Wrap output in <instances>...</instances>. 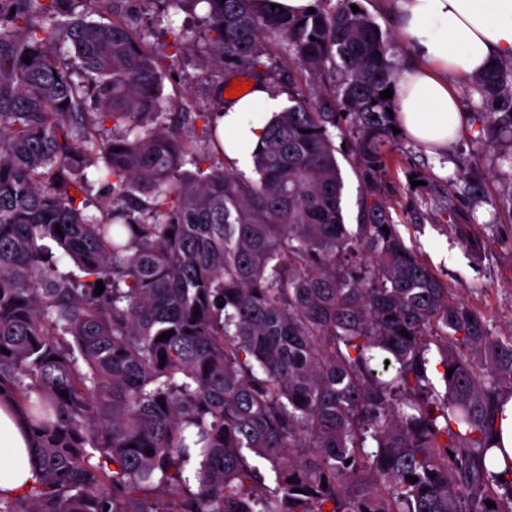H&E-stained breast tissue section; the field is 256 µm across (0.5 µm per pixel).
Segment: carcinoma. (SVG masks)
<instances>
[{"mask_svg": "<svg viewBox=\"0 0 512 512\" xmlns=\"http://www.w3.org/2000/svg\"><path fill=\"white\" fill-rule=\"evenodd\" d=\"M119 2L0 0V405L40 474L0 512H512L488 461L512 334L452 296L369 181L345 222L336 127L369 179L398 138L387 35L354 0L299 18L157 0L207 26L158 50L76 11ZM278 41L338 96L295 93L251 178L219 113L170 112L160 56L255 71ZM472 84L512 162V58ZM199 121L205 152L181 131Z\"/></svg>", "mask_w": 512, "mask_h": 512, "instance_id": "carcinoma-1", "label": "carcinoma"}]
</instances>
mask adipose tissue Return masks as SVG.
<instances>
[{
  "label": "adipose tissue",
  "instance_id": "obj_1",
  "mask_svg": "<svg viewBox=\"0 0 512 512\" xmlns=\"http://www.w3.org/2000/svg\"><path fill=\"white\" fill-rule=\"evenodd\" d=\"M401 35L416 63L397 74L395 89L402 132L429 150L444 151L464 131L466 115L452 88L512 58V0H399ZM279 98L264 81L227 100L218 120L227 160L246 163ZM33 450L24 426L0 408V490L15 496L36 480Z\"/></svg>",
  "mask_w": 512,
  "mask_h": 512
}]
</instances>
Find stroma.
<instances>
[{
	"label": "stroma",
	"instance_id": "obj_1",
	"mask_svg": "<svg viewBox=\"0 0 512 512\" xmlns=\"http://www.w3.org/2000/svg\"><path fill=\"white\" fill-rule=\"evenodd\" d=\"M388 37V57L395 69L413 61L411 47L399 35V0H356ZM122 16L139 30H150L152 43H160L166 28L204 29L197 17L160 14L154 0H124ZM264 72L288 106L294 90H301L311 105L332 98L334 84L322 83L297 70L284 45H275ZM222 71L198 66L192 59L172 65L164 80L163 95L173 111L186 105L216 111L210 88ZM455 89L466 114L467 130L446 151L431 154L425 147L399 136L386 161L385 171L374 181V190L389 206L407 245L416 247L424 262L450 288L456 298L477 308L499 335L512 333V211L504 206L512 185V162L503 151L488 146L482 97L459 81ZM336 157L345 182L343 205L348 223H357L364 188L362 170L351 146L353 129L344 125L336 132ZM472 175L483 187L480 194L465 192L459 174ZM467 227L459 236L454 225Z\"/></svg>",
	"mask_w": 512,
	"mask_h": 512
}]
</instances>
